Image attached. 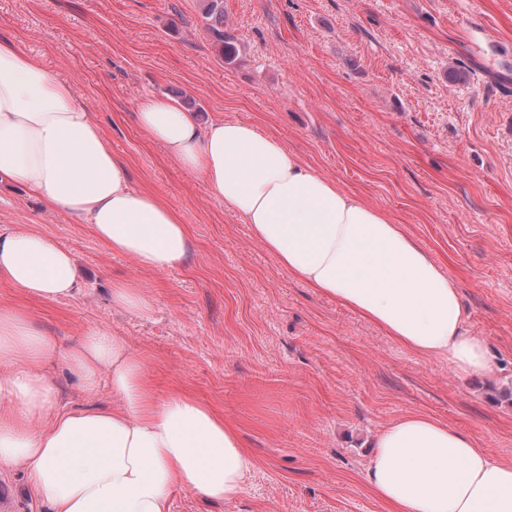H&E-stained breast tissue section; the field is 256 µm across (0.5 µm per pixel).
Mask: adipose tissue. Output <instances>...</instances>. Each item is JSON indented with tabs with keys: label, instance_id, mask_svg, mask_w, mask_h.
<instances>
[{
	"label": "adipose tissue",
	"instance_id": "1",
	"mask_svg": "<svg viewBox=\"0 0 512 512\" xmlns=\"http://www.w3.org/2000/svg\"><path fill=\"white\" fill-rule=\"evenodd\" d=\"M136 119L198 173L210 196L294 278L336 299L460 375L490 372L486 342L468 334L459 291L381 209L317 173L275 136L243 121L201 123L178 100L145 96ZM18 181L113 253L143 270L180 266L190 242L175 212L131 186L72 84L0 42V181ZM0 280L43 299L74 297L72 253L36 230L0 228ZM58 359L87 391L101 378L111 408L62 409L47 377ZM365 473L392 512H512V462L470 436L411 413L378 432ZM26 470L55 512H169L174 487L230 502L254 462L238 432L196 397L157 400L146 362L122 337L90 329L71 347L0 306V470Z\"/></svg>",
	"mask_w": 512,
	"mask_h": 512
}]
</instances>
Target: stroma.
Instances as JSON below:
<instances>
[{
  "label": "stroma",
  "instance_id": "35a3bbf8",
  "mask_svg": "<svg viewBox=\"0 0 512 512\" xmlns=\"http://www.w3.org/2000/svg\"><path fill=\"white\" fill-rule=\"evenodd\" d=\"M224 61L200 0H0V41L70 82L135 188L189 229L182 266L142 270L23 185L0 184V226L35 228L77 259L75 297L0 281V305L60 345L98 327L144 357L157 397L184 390L237 428L255 466L242 494L180 487L171 512H390L365 472L374 435L410 413L512 461V0H224ZM468 71L467 81L451 79ZM201 121L251 123L385 211L457 286L487 377L455 373L294 279L137 123L144 96ZM136 281L141 316L113 307ZM45 371L67 410L112 405L61 361ZM13 512H52L23 467L0 472ZM112 304L120 308L146 315L153 308V300L139 284L124 281L112 288Z\"/></svg>",
  "mask_w": 512,
  "mask_h": 512
}]
</instances>
